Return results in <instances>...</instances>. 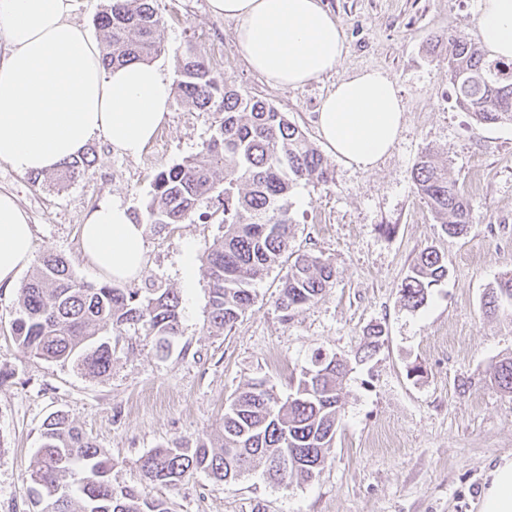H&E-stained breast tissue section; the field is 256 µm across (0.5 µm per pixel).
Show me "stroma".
I'll use <instances>...</instances> for the list:
<instances>
[{"label":"stroma","mask_w":512,"mask_h":512,"mask_svg":"<svg viewBox=\"0 0 512 512\" xmlns=\"http://www.w3.org/2000/svg\"><path fill=\"white\" fill-rule=\"evenodd\" d=\"M322 3L342 24L347 54L305 86L273 87L251 71L236 21L212 16L208 0H157L164 23L156 61L177 76L185 46L194 44L216 76L287 113L318 147L316 112L336 82L364 68L391 76L406 111L389 155L363 171L325 154L332 183L301 181L290 193L291 248L328 259L334 284L285 321L275 301L286 269L273 267L252 283L253 304L216 333L207 328L203 256L224 233L220 216L146 229L138 286L177 291L181 333L164 356L143 332L113 337L112 372L101 378L19 346V291L0 289V512H36L30 470L53 414L68 415L111 457L114 486L139 489L143 455L213 434L251 380H265L281 398L294 393L319 354L346 360L348 372L333 445L312 480L276 484L258 468L227 487L199 473L152 495L172 512H479L488 470L512 454V393L493 379L494 366L512 358V313L490 317L484 308L489 289L512 273V121L477 124L457 108L448 81L449 39L479 38L477 0ZM212 122L176 95L139 158L95 140L94 166L62 188L0 162V192L14 194L29 215L34 256L62 255L77 280L95 287L102 279L79 247L86 212L114 199L144 216L155 174L195 154ZM427 150L470 202L462 235L445 234L416 189L412 171ZM428 247L444 256L449 274L409 309L399 290ZM374 325L384 342L359 360ZM415 365L420 373L410 374Z\"/></svg>","instance_id":"35a3bbf8"}]
</instances>
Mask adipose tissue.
<instances>
[{"label": "adipose tissue", "instance_id": "adipose-tissue-1", "mask_svg": "<svg viewBox=\"0 0 512 512\" xmlns=\"http://www.w3.org/2000/svg\"><path fill=\"white\" fill-rule=\"evenodd\" d=\"M82 0H0V161L21 174L51 172L93 139L138 157L164 124L172 81L160 65L105 68L101 46L74 21ZM213 16L236 20L250 69L274 87H299L334 71L347 53L343 29L321 0H209ZM490 55L512 60V0H478ZM405 106L393 79L365 69L337 83L316 114L337 158L374 169L393 147ZM84 257L100 275L128 282L145 271V227L127 206L104 202L81 226ZM33 257V231L16 199L0 192V288L15 287ZM480 512H512V457L487 475Z\"/></svg>", "mask_w": 512, "mask_h": 512}]
</instances>
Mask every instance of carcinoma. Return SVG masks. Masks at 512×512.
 I'll use <instances>...</instances> for the list:
<instances>
[{
  "mask_svg": "<svg viewBox=\"0 0 512 512\" xmlns=\"http://www.w3.org/2000/svg\"><path fill=\"white\" fill-rule=\"evenodd\" d=\"M105 32V67L132 61L150 62L161 50L157 32L163 24L156 0H108L97 17ZM500 59H489L476 44L452 41L448 50V81L458 108L480 124L512 121V74L499 70ZM182 98L214 115L212 132L202 148L183 162L158 172L146 205V224L161 228L212 218L200 211L206 200L221 207L224 236L204 257L210 282L211 328L222 332L254 302L249 285L281 262L276 307L281 319L319 301L336 280L331 262L310 253L288 254L292 219L288 193L304 181L328 185L332 175L324 157L286 113L254 96H244L219 80L201 52L186 49L179 66ZM95 151L63 162L51 178L63 185L87 172ZM418 192L433 217L449 235L470 223V203L438 165L431 151L422 153L413 170ZM448 277L444 257L424 249L401 285L404 305L416 309L429 289ZM512 299V275L490 289L486 313L495 315ZM181 299L170 288L141 290L115 283L99 287L78 281L66 259L43 254L20 289L12 331L33 355L71 362L81 373L100 378L112 371L110 328L120 336L127 329L155 338L161 351L179 335ZM384 335L380 326L368 332L361 359L376 351ZM347 365L336 357L319 358L299 380L294 395L281 400L263 381L246 385L232 399L221 430L193 443L176 441L140 459L148 485L176 487L196 472L229 485L264 463L268 477L280 483L315 476L331 448L341 408L339 385ZM499 387L512 392V359L494 367ZM31 472L37 486H52V512H171L166 499L145 490L112 484V459L69 417L48 418Z\"/></svg>",
  "mask_w": 512,
  "mask_h": 512,
  "instance_id": "1",
  "label": "carcinoma"
}]
</instances>
